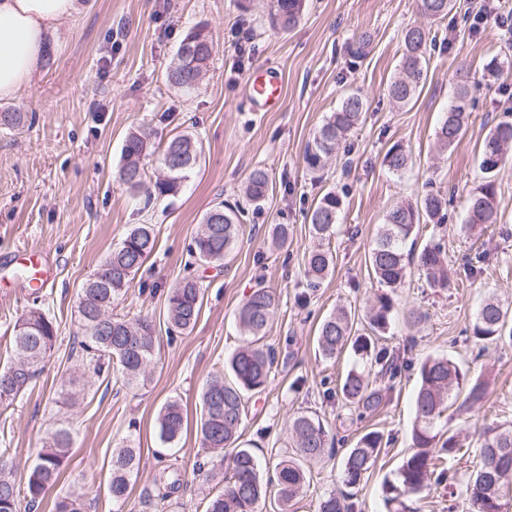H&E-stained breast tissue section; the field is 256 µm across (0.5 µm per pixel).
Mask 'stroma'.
<instances>
[{"mask_svg": "<svg viewBox=\"0 0 512 512\" xmlns=\"http://www.w3.org/2000/svg\"><path fill=\"white\" fill-rule=\"evenodd\" d=\"M78 13L50 38L33 81L14 97L0 99V112L31 115L30 124L0 128V369L14 360L10 336L15 321L33 303L54 315L59 337L43 371L14 410L0 420V448L11 449L17 477H25L51 426L76 433L63 473L48 491L40 512L71 490L87 492L90 512H157L147 504L165 447L155 421L169 401L182 406L187 425L173 463L189 482L166 512H204L212 485L195 479L206 460L198 425L200 393L208 376L245 341L235 313L257 283L279 296L266 338L282 362L264 393L248 401L242 439L250 443L263 470L292 454L288 420L315 413L331 434L357 437L380 431L388 441L374 468L355 488L360 512H386L383 484L411 446L416 372L403 375L375 417L350 422L340 401L322 400V380L339 382L349 355L323 358L317 348L319 322L336 309L365 326L366 311L379 284L368 275L366 256L386 210L423 193L428 182L452 189L453 220L445 244L448 266L464 285L453 292L431 287L412 274V284L393 295L394 312L381 344L406 351L414 362L446 356L489 381V397L468 416L447 410L440 430L467 428L466 455L456 461L466 481L479 459V434L512 423V342L488 346L473 338L477 308L488 294L512 303V164L496 175L499 220L484 231L464 228L465 202L482 179L479 146L487 131L512 106V0H485L495 22L472 31L456 6L442 25L447 46L430 50L427 82L418 100L404 108L390 104L385 90L399 71L406 27H432L416 0H308L292 30L274 26L272 0H80ZM207 25L213 59L198 88L186 94L165 80L177 47L193 27ZM368 31L366 58L350 64L345 46ZM498 62L497 75L487 66ZM283 77V94L270 112L248 95L249 78L267 69ZM474 84L472 120L448 151L437 146L436 130L454 100L458 73ZM358 90L370 101L366 119L352 137L350 165L336 160L323 173L304 167L307 141L341 95ZM147 122L166 140L187 128L202 146L199 168L177 197L145 205L118 176L122 143L134 126ZM401 143L414 164L395 175L382 165L386 151ZM265 167L274 184L261 212H248L245 230L223 265L193 264L187 246L205 212L215 203L241 202L240 186L249 172ZM346 191L330 249L335 268L319 288L307 286L303 256L314 245L305 211L327 191ZM287 223L288 245L269 250V225ZM153 225L157 247L136 276L134 287L115 307L118 315H149L156 329L153 374L147 385L125 388L83 375L71 358L78 331L77 293L131 225ZM46 257L52 280L32 294L22 286L20 251ZM484 251V272L466 279L464 268ZM202 286V306L194 328L171 333L166 298L185 277ZM426 314L420 331L407 328L408 310ZM132 443L140 450L126 505L112 502L106 477L115 448ZM346 445L332 457L308 463V482L291 512H318L321 498L339 489Z\"/></svg>", "mask_w": 512, "mask_h": 512, "instance_id": "obj_1", "label": "stroma"}]
</instances>
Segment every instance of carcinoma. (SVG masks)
I'll return each mask as SVG.
<instances>
[{
    "mask_svg": "<svg viewBox=\"0 0 512 512\" xmlns=\"http://www.w3.org/2000/svg\"><path fill=\"white\" fill-rule=\"evenodd\" d=\"M272 22L284 30L294 27L305 10L306 0H275ZM420 13L428 19H444L453 9V0H418ZM371 35L363 33L348 47L351 61L366 57ZM400 72L388 86L392 104L403 108L421 93L427 80L426 55L436 46V37L422 26L405 30ZM213 52L211 35L204 25L192 28L180 42L175 59L166 74L173 87L191 90L209 67ZM471 84L468 76H460L453 103L444 113L436 131L440 148L450 149L468 127ZM369 101L360 92L346 94L336 111L320 125L303 153L306 169L317 174L328 166L336 153H350L348 141L363 122ZM201 150L194 134L183 131L170 136L163 146L155 143V131L142 125L126 136L122 147L119 178L132 191L145 184V166L152 163L162 172L145 196V206L178 194L189 173L200 162ZM512 157V122L501 121L489 130L481 146L480 168L486 177L469 195L465 224L498 222L497 188L491 179ZM411 162L400 143L385 153L383 165L398 174ZM268 171L257 167L242 184L249 205L259 210L272 190ZM343 198L328 191L307 213L312 234L321 242L331 238L343 208ZM448 195L428 189L415 201L392 206L368 252V265L373 279L389 289L402 287L417 267L429 284L444 292L459 288V281L448 276L447 254L441 239L431 235L419 242L420 226L433 225L437 230L448 219ZM242 211L236 205L219 202L205 214L203 224L189 246V255L203 264L224 262L238 241ZM278 248L288 244L290 227L274 224L269 232ZM153 225L134 224L121 242L110 251L99 268L81 284L78 291L79 333L75 354L83 371L92 375L117 372L116 380L127 387L145 384L151 375L156 334L153 320L147 316L132 319L112 313L113 306L127 294L137 273L155 250ZM333 268V254L319 244L304 256V272L310 285L318 286ZM202 289L195 279H185L167 296L168 320L171 328L188 331L194 327L201 309ZM278 305L271 288L254 289L241 303L236 319L247 336V342L224 364V372L208 377L201 392V445L210 450L208 461L198 465L194 476L207 479L223 472L224 488L213 495L205 512H259L269 488L276 487L278 512H288L290 503L305 486L304 464L323 458L334 447L322 419L316 414L300 413L289 424L295 456L281 461L273 475L264 477L252 449L242 445V423L248 399L266 390L271 374L278 367L275 350L263 343L273 313ZM393 298L387 292L375 296L367 312L369 333L355 334L354 321L343 308L325 317L317 335L318 350L332 359L348 349L357 357L356 364L342 379L339 390L322 386V398L331 401L341 395L350 415L363 420L378 413L387 403L398 377L417 369L418 389L415 396L416 419L412 427L411 452L395 471L394 480L386 487V505L393 512H405V495H418L431 483L456 484L454 461L464 444L457 433L445 434L437 423L448 409L457 404L460 415L470 413L487 398V383L472 377L455 361L446 357H429L419 365L405 354L378 345L379 337L390 327ZM512 307L498 298H485L475 317L472 335L486 343L504 338ZM58 338L56 320L38 306L16 320L11 336L15 360L0 370V410L10 409L30 388L44 367ZM160 440L172 445L185 427V416L176 402L166 404L157 416ZM75 437L71 429L52 427L43 448L31 467L27 480H16V466L9 449L0 448V512H32L42 502L47 490L60 477ZM386 443L375 430L360 436L343 457L340 482L343 489L322 497L319 512H357L349 489L356 487L373 468ZM231 449L230 464L224 466V450ZM139 467V449L126 445L112 453L107 490L112 500L124 503L129 496L130 477ZM160 501L170 502L186 480L170 466L159 474ZM470 512H509L512 507V425H499L480 434V452L476 469L464 488ZM84 494L68 492L54 502V512H85Z\"/></svg>",
    "mask_w": 512,
    "mask_h": 512,
    "instance_id": "1",
    "label": "carcinoma"
}]
</instances>
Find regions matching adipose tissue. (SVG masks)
Segmentation results:
<instances>
[{
	"label": "adipose tissue",
	"mask_w": 512,
	"mask_h": 512,
	"mask_svg": "<svg viewBox=\"0 0 512 512\" xmlns=\"http://www.w3.org/2000/svg\"><path fill=\"white\" fill-rule=\"evenodd\" d=\"M79 9V0H0V99L33 80L47 35Z\"/></svg>",
	"instance_id": "adipose-tissue-1"
}]
</instances>
